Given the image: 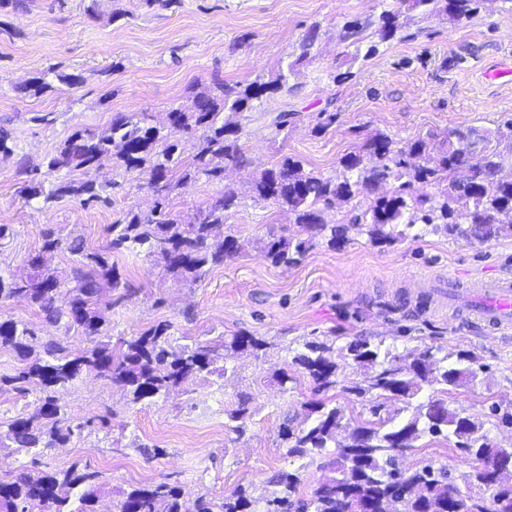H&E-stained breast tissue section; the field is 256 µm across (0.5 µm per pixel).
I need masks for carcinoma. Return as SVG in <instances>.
Listing matches in <instances>:
<instances>
[{"instance_id":"carcinoma-1","label":"carcinoma","mask_w":512,"mask_h":512,"mask_svg":"<svg viewBox=\"0 0 512 512\" xmlns=\"http://www.w3.org/2000/svg\"><path fill=\"white\" fill-rule=\"evenodd\" d=\"M483 0H395V5L379 15H369L345 23L339 41L359 55L376 54L377 44L361 53L364 42L375 36L384 43L418 37L412 30L409 12L423 15L442 13L448 20L461 22L479 13ZM318 38L313 26L305 33L298 50L279 62L268 81L248 86L224 84L221 95L198 94L193 109H173L167 129L151 124L147 112H118L106 131H76L46 163V173L57 177L44 185L36 181L41 166L23 159L20 165L34 175L21 190L28 198L43 197L50 203L74 198L84 205L105 203L93 175L102 166L125 179L144 172L157 196L148 214L129 210L122 223L111 228L109 250H139L154 258L173 278L194 284L214 268L234 258L242 249L239 239L228 234L213 235V228L224 224L228 212L239 207L238 197L222 192L195 209L184 222L169 210V197L179 180L204 177L209 182L224 180V171L250 164L239 143V118L254 108L253 101L278 93L298 90L290 83L298 67L310 55ZM199 133L198 151L191 163L180 165L175 134ZM512 164V119L494 129L467 127L449 133L429 132L402 146L387 134L367 138L359 150L344 156L334 176L308 170L301 160L284 156L263 170L252 185L256 202L273 201L294 216L307 236L291 237L269 233L260 249L272 264L294 266L313 246L326 238L331 245L347 239L346 233L366 236L374 245H391L412 235L442 234L479 242L499 236H512V180L499 177L505 164ZM77 172L81 178L69 174ZM392 183L391 191L382 185ZM430 186L433 193L416 192V186ZM371 197L370 205L348 211L347 223L328 224L324 211L347 205L361 195ZM66 247L83 254L84 262L73 271L75 285L63 288L47 264V255ZM30 273L21 279L0 273V300L16 296L36 306L45 320L64 322L65 331L75 330L86 337L87 346L75 349L63 340H42L35 329L13 320H0V348L13 350L24 362L17 374L1 377L20 390L34 383L42 396L33 412L15 417L6 439L17 448H52L71 439L81 426H74L57 403V392L68 387L82 373L93 372L109 379L126 392L134 404L153 401L185 385L198 375L211 371L220 351L249 352L259 355L268 343L247 332L226 342L174 345L169 341L171 325L160 322L112 347L106 309L100 307L103 290L123 286L117 267L97 252H84L82 243L66 242L46 235L41 251L28 260ZM346 358L362 369L366 385L349 386L344 391L371 404V420L351 424L342 407L324 399L306 404L305 426L284 423L282 440L289 455L297 458L323 456L333 446L336 452L323 463L326 474L307 497L300 495L301 468L281 471L275 483L279 494L265 500V512H357L391 498L401 501V512H480L479 498L462 494L457 481L468 488L495 493L496 512H512V488L493 485L491 459L485 449L491 440L484 423L474 421L448 408L440 393L464 386L484 373L485 365L469 351H460L456 361L439 356L441 347L426 345L417 354H393L382 344L356 339L346 346ZM293 362L311 378L318 392H328L341 384L339 366L332 348L324 341L304 344ZM433 394L406 416L381 411L392 400L412 404L419 394ZM454 437L457 450L469 464L459 476L432 462L413 468L398 467L394 452L405 439L414 442L425 437ZM99 474L72 466L61 471H45L38 463L8 480H0V512H29L39 502L40 512H96L103 491ZM259 500L239 488L221 500L202 494L195 512H254ZM113 512H183L182 490L167 482L133 487L116 493Z\"/></svg>"}]
</instances>
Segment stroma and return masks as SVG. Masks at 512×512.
<instances>
[{"instance_id": "obj_1", "label": "stroma", "mask_w": 512, "mask_h": 512, "mask_svg": "<svg viewBox=\"0 0 512 512\" xmlns=\"http://www.w3.org/2000/svg\"><path fill=\"white\" fill-rule=\"evenodd\" d=\"M382 8L381 0H168L163 6L155 0H25L19 8L0 7V126L13 136L12 154H0V224L11 228L0 240V270L26 277L27 261L46 233L78 239L106 254L126 285V297L105 294L113 338L166 321L179 344L242 331L268 343L260 356L218 359L214 373L142 404L131 403L109 380L80 375L58 393L80 432L40 454L1 446L0 478L35 461L44 470L89 468L104 486L97 512H113L117 490L157 482L181 488L186 512L201 493L221 499L242 486L269 499L277 491L276 474L296 467L302 493L310 494L324 476L320 463L288 456L280 431L288 418L303 424L305 404L316 397L313 383L292 363L295 351L327 338L335 342L345 385L364 379L345 357L355 339L383 342L401 356L433 344L475 352L487 366L477 382L446 395L449 408L482 421L491 404L512 405V331L494 333L452 317L419 285L432 274L512 277V237L478 243L427 235L374 246L353 234L333 248L317 240L291 268L273 265L258 245L271 232H302L278 205L251 196L253 180L281 157H296L329 176L378 131L403 144L433 131L493 128L512 118V79L481 77L487 66L512 59V0H484L479 14L462 22L442 14L416 19L417 39L384 43L376 55L352 63L351 78L332 80L343 51L342 25ZM314 25L319 39L297 78L299 90L241 117L240 141L251 166L227 170L220 183L185 181L170 196L172 212L184 217L222 191L240 200L217 232L236 235L245 249L196 284L173 279L145 253L108 250L111 224L129 210L152 209L145 180L115 189V174L104 167L97 183L110 189L106 204L71 198L46 204L20 195L27 179L20 158L42 163L73 132L103 131L118 112H146L163 125L168 112L190 108L196 94L214 92L217 83L268 80ZM71 74L82 75L83 83L68 85ZM38 77L46 90L21 93ZM324 110L336 113V122L314 133ZM279 112L292 120L287 136L275 138L266 121ZM46 113L52 123L40 122ZM0 318L33 326L46 340L86 345L84 336L46 322L22 297L0 301ZM286 366L295 381L284 389L272 375ZM242 401L250 417L238 433L226 413ZM454 446L451 439L424 438L404 449L402 461L455 467Z\"/></svg>"}]
</instances>
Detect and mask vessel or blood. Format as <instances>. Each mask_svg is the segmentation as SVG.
I'll return each instance as SVG.
<instances>
[{
	"label": "vessel or blood",
	"instance_id": "b4317fda",
	"mask_svg": "<svg viewBox=\"0 0 512 512\" xmlns=\"http://www.w3.org/2000/svg\"><path fill=\"white\" fill-rule=\"evenodd\" d=\"M423 286L437 303L447 304L452 314L477 319L496 331L512 328L511 278L463 280L438 276L424 281Z\"/></svg>",
	"mask_w": 512,
	"mask_h": 512
}]
</instances>
